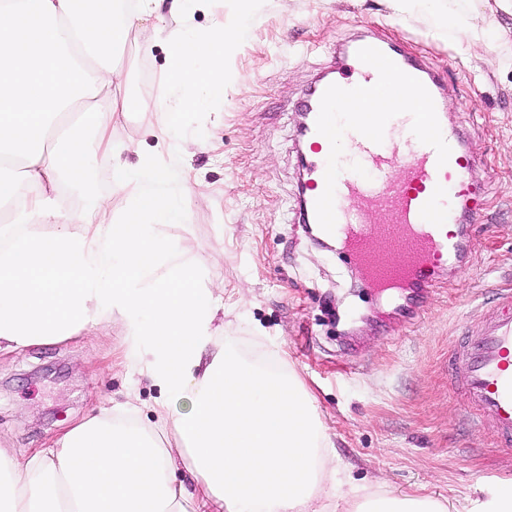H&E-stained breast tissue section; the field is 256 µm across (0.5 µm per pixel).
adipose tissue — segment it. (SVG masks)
I'll use <instances>...</instances> for the list:
<instances>
[{"mask_svg": "<svg viewBox=\"0 0 512 512\" xmlns=\"http://www.w3.org/2000/svg\"><path fill=\"white\" fill-rule=\"evenodd\" d=\"M0 0V354L121 325L130 369L160 390L101 409L25 457L0 448V512H316L329 442L290 367L248 361L224 336L206 269L176 262L164 227L183 222L173 160L127 163L114 130L129 111L101 55L157 18L168 66L153 107L161 136L224 94L235 22L194 14L211 0ZM112 164L111 196L64 207ZM52 225L49 233L35 232Z\"/></svg>", "mask_w": 512, "mask_h": 512, "instance_id": "adipose-tissue-1", "label": "adipose tissue"}]
</instances>
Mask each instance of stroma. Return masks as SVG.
I'll list each match as a JSON object with an SVG mask.
<instances>
[{"label":"stroma","instance_id":"35a3bbf8","mask_svg":"<svg viewBox=\"0 0 512 512\" xmlns=\"http://www.w3.org/2000/svg\"><path fill=\"white\" fill-rule=\"evenodd\" d=\"M492 41L448 28L446 0L432 12H396L389 0H214L237 19L225 61L223 98L183 118L175 138L153 131L151 102L168 65L153 19L137 22L112 53L133 117L116 134L132 152L180 162L191 188L186 220L164 229L180 261H198L224 288V333L245 356L286 353L309 390L330 439L338 477L397 497L427 495L468 512L470 503L512 481V447L461 416L451 359L458 335L477 321L497 288L512 286V15L465 0ZM374 34L441 75L445 111L480 151L483 213L470 263L438 273L429 300L406 288L377 299L355 283L337 251L299 222L303 177L297 126L302 102L333 65L338 48ZM126 340L101 322L75 337L0 358V446L19 456L41 448L99 407L125 402Z\"/></svg>","mask_w":512,"mask_h":512}]
</instances>
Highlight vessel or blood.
<instances>
[{
    "label": "vessel or blood",
    "instance_id": "b4317fda",
    "mask_svg": "<svg viewBox=\"0 0 512 512\" xmlns=\"http://www.w3.org/2000/svg\"><path fill=\"white\" fill-rule=\"evenodd\" d=\"M442 80L376 38L337 56L334 75L311 92L309 143L302 186L303 223L341 240L369 287L390 300L399 288L436 287L434 274L455 270L472 254L471 225L483 207L474 178L478 156L447 122L437 95ZM414 100L406 119L354 112L380 89ZM352 124L356 161L336 156V138ZM457 392L501 447H512V289L496 292L480 322L464 327Z\"/></svg>",
    "mask_w": 512,
    "mask_h": 512
}]
</instances>
